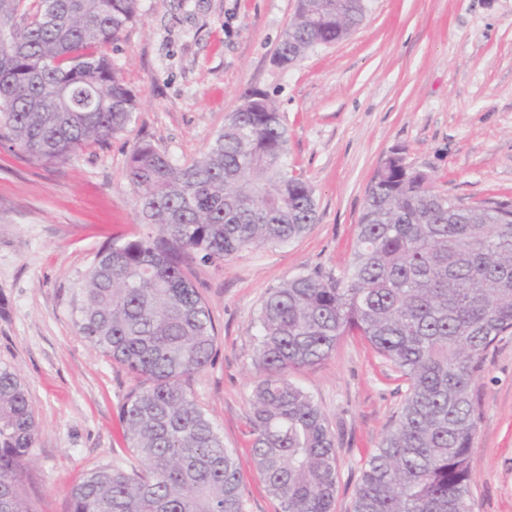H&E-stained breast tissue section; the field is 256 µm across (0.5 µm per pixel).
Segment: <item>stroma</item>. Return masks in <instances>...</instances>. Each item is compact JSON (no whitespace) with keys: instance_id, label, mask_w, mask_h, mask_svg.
Returning a JSON list of instances; mask_svg holds the SVG:
<instances>
[{"instance_id":"obj_1","label":"stroma","mask_w":512,"mask_h":512,"mask_svg":"<svg viewBox=\"0 0 512 512\" xmlns=\"http://www.w3.org/2000/svg\"><path fill=\"white\" fill-rule=\"evenodd\" d=\"M296 10L297 0H140L103 49L137 100L127 129L50 165L0 141V365L23 380L38 422L21 486L31 512H70L85 472L129 457L121 405L134 381L79 335L73 302L102 246L145 231L126 173L138 143L191 164L260 90L288 129L290 170L314 189L317 221L299 239L188 269L216 327L214 360L190 387L239 456L246 512L279 510L244 433L267 289L350 265L366 192L393 150L451 199L512 200V0H374L345 39L283 69L275 54ZM290 379L336 437L334 512H352L406 385L352 337ZM475 390L473 512H512V334Z\"/></svg>"}]
</instances>
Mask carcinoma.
<instances>
[{"label":"carcinoma","mask_w":512,"mask_h":512,"mask_svg":"<svg viewBox=\"0 0 512 512\" xmlns=\"http://www.w3.org/2000/svg\"><path fill=\"white\" fill-rule=\"evenodd\" d=\"M371 0H298L277 56L296 62L357 28ZM139 0H0V140L39 163L126 130L136 99L99 47ZM146 232L109 244L76 288L78 333L137 382L121 406L139 466L101 463L70 491L71 512H245L237 454L186 387L212 362L215 327L189 279L216 262L286 245L317 220L314 189L288 171V131L247 94L203 156L173 164L150 143L127 167ZM246 427L280 512H333L336 440L292 370L359 336L407 383L401 410L361 468L352 512H472L475 381L512 333V201L456 203L401 153L367 192L354 261L268 289L257 317ZM37 423L22 379L0 365V512H30L23 464Z\"/></svg>","instance_id":"1"}]
</instances>
